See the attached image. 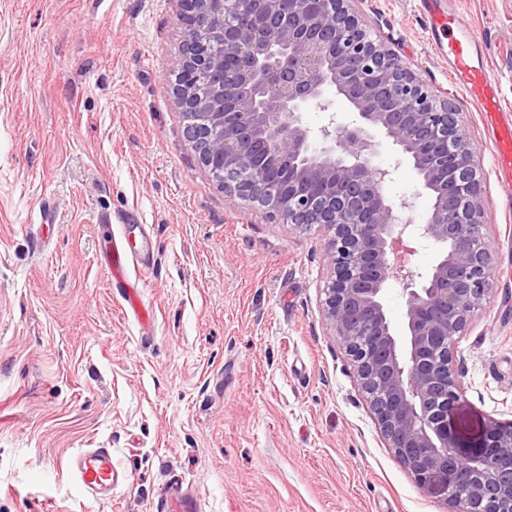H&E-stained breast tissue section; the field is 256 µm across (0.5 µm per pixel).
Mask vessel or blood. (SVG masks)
<instances>
[{
    "label": "vessel or blood",
    "mask_w": 512,
    "mask_h": 512,
    "mask_svg": "<svg viewBox=\"0 0 512 512\" xmlns=\"http://www.w3.org/2000/svg\"><path fill=\"white\" fill-rule=\"evenodd\" d=\"M430 30L447 35L448 70L483 112L496 146L497 179L501 206L512 208V108L503 106L500 84L492 72L491 34L476 32L456 7L438 13L433 0H423ZM150 237H135L129 225H115L101 258L111 287L120 296L127 315L150 328L152 314L141 290L140 274L153 261ZM75 485L87 496L110 494L115 480L112 454L104 448L76 453L69 464ZM161 512H200L196 499L183 492L164 497Z\"/></svg>",
    "instance_id": "b4317fda"
}]
</instances>
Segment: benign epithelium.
Segmentation results:
<instances>
[{
  "instance_id": "benign-epithelium-1",
  "label": "benign epithelium",
  "mask_w": 512,
  "mask_h": 512,
  "mask_svg": "<svg viewBox=\"0 0 512 512\" xmlns=\"http://www.w3.org/2000/svg\"><path fill=\"white\" fill-rule=\"evenodd\" d=\"M177 2L186 38L169 69L200 165L229 201L328 233L322 315L416 483H438L448 512H512V422L490 421L468 458L448 423L462 392L456 345L493 293L475 148L448 94L426 89L356 0ZM310 105L328 113L316 129L303 121ZM380 133L398 146L389 166L375 162ZM405 162L420 190L394 200L386 188ZM423 192L432 205L417 223ZM421 240L441 248L425 274L410 263ZM391 279L406 304L402 337L385 311Z\"/></svg>"
}]
</instances>
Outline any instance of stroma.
I'll use <instances>...</instances> for the list:
<instances>
[{
  "label": "stroma",
  "mask_w": 512,
  "mask_h": 512,
  "mask_svg": "<svg viewBox=\"0 0 512 512\" xmlns=\"http://www.w3.org/2000/svg\"><path fill=\"white\" fill-rule=\"evenodd\" d=\"M512 54V0H456ZM364 22L476 144L493 288L455 357L456 452L512 422V210L483 117L419 0H358ZM176 0H0V512H448L386 447L330 336L326 237L230 203L185 139L167 63ZM144 225L150 334L98 262L109 224ZM112 453L107 500L69 461ZM160 510L162 512H199L201 509L194 497L178 491L164 497Z\"/></svg>",
  "instance_id": "35a3bbf8"
}]
</instances>
